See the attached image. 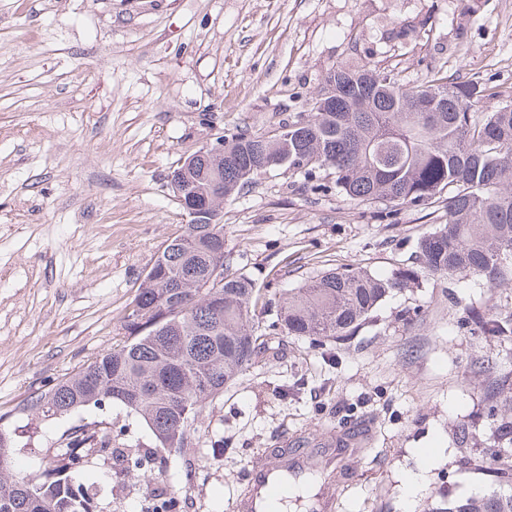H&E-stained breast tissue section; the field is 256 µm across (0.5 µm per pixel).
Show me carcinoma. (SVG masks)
<instances>
[{
	"label": "carcinoma",
	"instance_id": "1",
	"mask_svg": "<svg viewBox=\"0 0 512 512\" xmlns=\"http://www.w3.org/2000/svg\"><path fill=\"white\" fill-rule=\"evenodd\" d=\"M434 88L429 112L414 102ZM331 94L322 112H300L279 131L241 133L224 141V155L201 159L184 174L201 181L224 178V198L245 186L243 169L266 173V156L288 150L286 170L313 175L329 169L336 190L364 204L386 201L410 207L444 204L448 222L418 242L416 264L379 277L368 270L330 269L292 289L269 330L312 344L345 340L370 320L386 298L424 274L464 279L483 276L493 287L512 285V103L489 112L471 107L496 99L479 81L458 83L434 73L416 85L384 70L341 64L324 77L315 97ZM224 241L222 224H189L162 252L160 273L145 277L124 320L126 339L112 350L46 386L30 401L44 417L69 416L121 403L144 420L158 447L173 438L191 443L194 422L224 386L258 363L268 340L258 333L251 306L255 282L229 271L210 280L213 252ZM473 336L512 340V312L468 310ZM489 435L470 469L490 477L486 492L448 499L437 512H512V370L483 390ZM13 433L0 428V512H99L101 486L94 460H122L138 476L156 466L155 453L112 447V428L75 431L60 438L54 464L37 475L13 473ZM169 489L160 487L145 512H167Z\"/></svg>",
	"mask_w": 512,
	"mask_h": 512
}]
</instances>
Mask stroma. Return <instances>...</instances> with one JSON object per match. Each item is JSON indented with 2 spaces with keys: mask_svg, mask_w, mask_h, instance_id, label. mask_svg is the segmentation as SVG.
I'll return each instance as SVG.
<instances>
[{
  "mask_svg": "<svg viewBox=\"0 0 512 512\" xmlns=\"http://www.w3.org/2000/svg\"><path fill=\"white\" fill-rule=\"evenodd\" d=\"M341 64L410 84L440 71L510 101L512 0H0V427L18 474L93 422L116 429L113 447H154L122 404L48 419L27 400L123 341L147 268L189 222L173 169L216 137L275 132ZM446 220L439 204L364 205L325 173L280 168L225 200L224 252L260 288L264 331L269 300L332 268L413 264ZM471 305L510 311L512 286L428 275L349 340L271 337L168 455L176 512H238L247 470L284 444L292 463L335 458L331 512H432L483 492L463 456L483 446L486 365L512 367V345L460 328ZM349 420L367 437L342 446Z\"/></svg>",
  "mask_w": 512,
  "mask_h": 512,
  "instance_id": "stroma-1",
  "label": "stroma"
}]
</instances>
